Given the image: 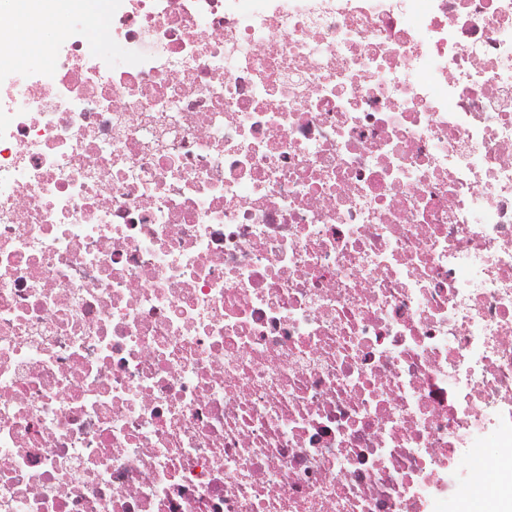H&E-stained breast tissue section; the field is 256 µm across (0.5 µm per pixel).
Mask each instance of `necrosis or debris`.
I'll list each match as a JSON object with an SVG mask.
<instances>
[{
	"instance_id": "necrosis-or-debris-1",
	"label": "necrosis or debris",
	"mask_w": 512,
	"mask_h": 512,
	"mask_svg": "<svg viewBox=\"0 0 512 512\" xmlns=\"http://www.w3.org/2000/svg\"><path fill=\"white\" fill-rule=\"evenodd\" d=\"M0 50V512H425L512 412V0H110Z\"/></svg>"
}]
</instances>
